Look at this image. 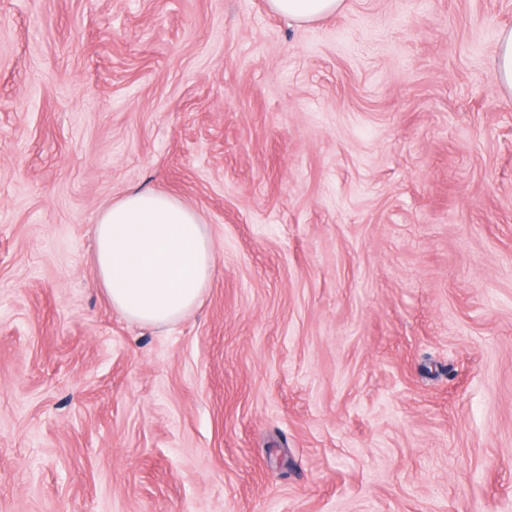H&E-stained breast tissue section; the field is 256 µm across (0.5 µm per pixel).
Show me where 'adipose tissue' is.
Wrapping results in <instances>:
<instances>
[{
    "label": "adipose tissue",
    "instance_id": "ef3b65f1",
    "mask_svg": "<svg viewBox=\"0 0 512 512\" xmlns=\"http://www.w3.org/2000/svg\"><path fill=\"white\" fill-rule=\"evenodd\" d=\"M344 0H269L305 25L336 13ZM91 234L100 286L114 309L139 324L170 326L202 301L214 271V247L198 212L154 190L112 202Z\"/></svg>",
    "mask_w": 512,
    "mask_h": 512
}]
</instances>
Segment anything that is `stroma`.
Returning <instances> with one entry per match:
<instances>
[{
    "label": "stroma",
    "mask_w": 512,
    "mask_h": 512,
    "mask_svg": "<svg viewBox=\"0 0 512 512\" xmlns=\"http://www.w3.org/2000/svg\"><path fill=\"white\" fill-rule=\"evenodd\" d=\"M512 0H0V512H512ZM215 272L114 310L101 210ZM344 0H269L271 9L298 25L310 24L336 13ZM495 64L501 88L512 94V29L498 34ZM91 234L94 266L112 307L141 325L170 326L202 301L214 247L198 212L154 190L112 202Z\"/></svg>",
    "instance_id": "35a3bbf8"
}]
</instances>
